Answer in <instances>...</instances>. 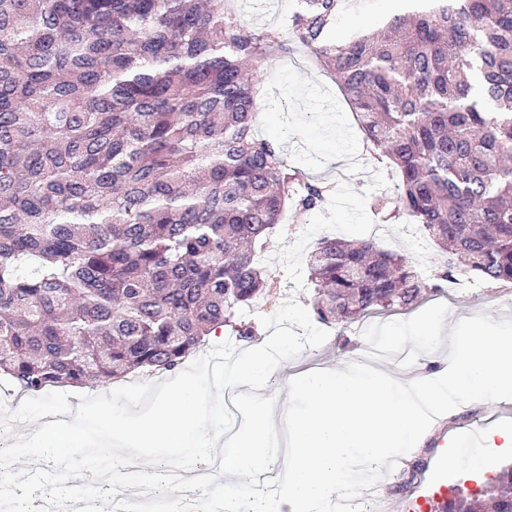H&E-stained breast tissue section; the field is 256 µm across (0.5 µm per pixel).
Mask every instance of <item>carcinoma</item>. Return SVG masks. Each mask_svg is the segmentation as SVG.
<instances>
[{
	"instance_id": "carcinoma-1",
	"label": "carcinoma",
	"mask_w": 512,
	"mask_h": 512,
	"mask_svg": "<svg viewBox=\"0 0 512 512\" xmlns=\"http://www.w3.org/2000/svg\"><path fill=\"white\" fill-rule=\"evenodd\" d=\"M346 37L297 0L281 37L239 0H0V374L21 392L171 372L272 294L257 261L326 188L256 134L257 71L296 44L388 161L373 201L445 254L430 279L372 239L306 256L326 323L439 282L512 283V0H408ZM438 512H512V465Z\"/></svg>"
}]
</instances>
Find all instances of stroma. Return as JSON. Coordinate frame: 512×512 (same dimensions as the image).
Returning <instances> with one entry per match:
<instances>
[{
  "label": "stroma",
  "instance_id": "35a3bbf8",
  "mask_svg": "<svg viewBox=\"0 0 512 512\" xmlns=\"http://www.w3.org/2000/svg\"><path fill=\"white\" fill-rule=\"evenodd\" d=\"M354 5L343 13L337 22L338 30L346 35L366 29L388 15L390 0H353ZM241 12L250 25L273 32H285L295 9V0H239ZM375 225L371 231L377 245L388 251L409 257L414 266L425 275L438 270L442 264L441 254L436 246L424 235L418 225L406 221H387L381 215H374ZM272 251L262 252L261 260L265 269L276 283L274 298L256 301L244 308L240 318L245 322L256 321L258 315L274 314L289 294H296L304 307L312 305V289L304 287L295 290L288 281L283 269L272 263ZM512 295V283H478L474 288H457L453 291L452 302H447L449 315L472 316L484 313L499 321L512 316L501 301ZM373 318L364 323H339L329 326V337L318 348L305 349L299 356L283 362L271 375L262 393L279 400H287L288 393L283 388L286 375L301 369L315 367L332 368L345 361L360 360L367 346L361 335L362 325H373ZM484 430L512 426V404L497 402H473L454 413L447 420L431 426L423 441L415 449L399 457L393 472L385 476L372 493L375 504L382 512H406L414 505L418 496L429 495L431 489L454 486L465 492H473L476 479H489L503 466L512 462V448L485 449L480 456L479 467H460L456 460L442 454V446L447 437L457 436L473 426Z\"/></svg>",
  "mask_w": 512,
  "mask_h": 512
}]
</instances>
